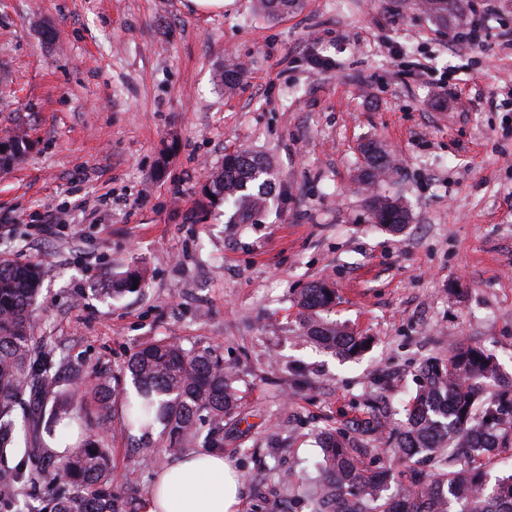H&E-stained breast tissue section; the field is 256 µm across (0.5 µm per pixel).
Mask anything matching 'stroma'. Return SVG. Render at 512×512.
<instances>
[{"instance_id":"stroma-1","label":"stroma","mask_w":512,"mask_h":512,"mask_svg":"<svg viewBox=\"0 0 512 512\" xmlns=\"http://www.w3.org/2000/svg\"><path fill=\"white\" fill-rule=\"evenodd\" d=\"M495 4L462 50V20L413 0H301L275 19L253 0H0V129L30 140L0 174V259L45 268L37 334L81 370L59 389L85 393L151 339L214 350L240 376L223 448L247 484L238 512H309L320 432L385 465L364 430L406 421L423 362L475 344L512 378V0ZM230 59L246 66L233 91L212 82ZM370 140L393 161L374 192L407 209L399 234L357 179ZM240 150L278 175L253 224L201 192ZM133 269L141 288L112 294ZM317 281L329 318L369 337L361 356L301 336L296 297ZM86 437L106 441L129 512L179 457L158 432L139 457L115 422Z\"/></svg>"}]
</instances>
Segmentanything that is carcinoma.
Wrapping results in <instances>:
<instances>
[{
  "label": "carcinoma",
  "instance_id": "1",
  "mask_svg": "<svg viewBox=\"0 0 512 512\" xmlns=\"http://www.w3.org/2000/svg\"><path fill=\"white\" fill-rule=\"evenodd\" d=\"M462 0H419V7L442 27L461 15ZM299 5V0H256L259 13L275 18ZM244 77V69L230 63L214 72V82L229 90ZM29 149L24 131L0 135V173L10 171ZM361 183L371 184L388 168L385 150L365 155ZM274 173L267 159L248 151L224 156V166L210 173L202 194L211 202L230 204L242 223L263 213ZM371 218L389 232L399 234L408 223L406 209L396 201L374 198ZM44 270L37 264L21 265L0 259V459L21 454L19 461L0 468V510L11 508L24 495L27 512H127L124 500L112 493L110 449L86 442L66 455L45 454L42 434L52 437L64 421L82 425L94 410L99 423L112 421L113 400L121 392L107 380L92 386V407L67 391L49 392L44 381L50 372L67 368L65 359L42 351L34 336L36 310ZM141 282L129 271L112 291L123 293ZM335 293L316 282L303 289L297 303L303 309L302 335L320 347L356 356L369 345L322 313L334 303ZM135 398L125 399L123 428L149 433L161 422L173 444L198 439L197 420L210 422L204 443L221 448L224 418L238 408L236 370L224 365L213 350L196 351L165 338L145 343L128 360ZM420 391L404 426L378 421L375 434L388 433L394 461L406 468L419 462L427 470L418 482H396L392 494L384 484L393 478V466L368 473L348 448L344 437L323 436L325 482L309 496L310 512H512V464L506 473L490 477L483 469L458 462L459 448H474L479 456L494 453L512 441V396L496 394L503 379L495 359L476 346H458L441 370L421 369ZM23 409L26 447L14 446L18 429L16 411Z\"/></svg>",
  "mask_w": 512,
  "mask_h": 512
}]
</instances>
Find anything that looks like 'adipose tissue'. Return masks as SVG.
<instances>
[{
	"label": "adipose tissue",
	"instance_id": "1",
	"mask_svg": "<svg viewBox=\"0 0 512 512\" xmlns=\"http://www.w3.org/2000/svg\"><path fill=\"white\" fill-rule=\"evenodd\" d=\"M245 481L223 454L198 450L163 470L142 512H237Z\"/></svg>",
	"mask_w": 512,
	"mask_h": 512
}]
</instances>
